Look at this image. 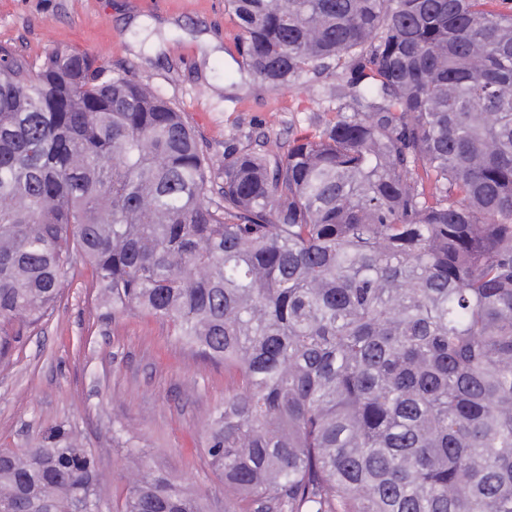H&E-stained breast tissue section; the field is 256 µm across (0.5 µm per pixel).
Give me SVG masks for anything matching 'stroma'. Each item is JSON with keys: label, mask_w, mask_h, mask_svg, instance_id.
Listing matches in <instances>:
<instances>
[{"label": "stroma", "mask_w": 512, "mask_h": 512, "mask_svg": "<svg viewBox=\"0 0 512 512\" xmlns=\"http://www.w3.org/2000/svg\"><path fill=\"white\" fill-rule=\"evenodd\" d=\"M237 33L224 0H0V45L35 68L66 45L153 85L182 109L218 167L225 145L285 142L313 131L336 105L331 75L262 86L231 58ZM230 385L223 366L193 357L161 322L105 316L86 272L0 363V448L26 447L63 422L97 455L109 512L140 461L224 512V484L202 432Z\"/></svg>", "instance_id": "1"}]
</instances>
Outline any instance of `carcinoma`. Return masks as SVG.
I'll list each match as a JSON object with an SVG mask.
<instances>
[{
	"mask_svg": "<svg viewBox=\"0 0 512 512\" xmlns=\"http://www.w3.org/2000/svg\"><path fill=\"white\" fill-rule=\"evenodd\" d=\"M263 83L336 116L224 148L69 47L0 48V361L91 271L236 387L227 512H512V0H224ZM352 112H346V108ZM64 425L0 448V512H102ZM119 512H206L142 464Z\"/></svg>",
	"mask_w": 512,
	"mask_h": 512,
	"instance_id": "1",
	"label": "carcinoma"
}]
</instances>
